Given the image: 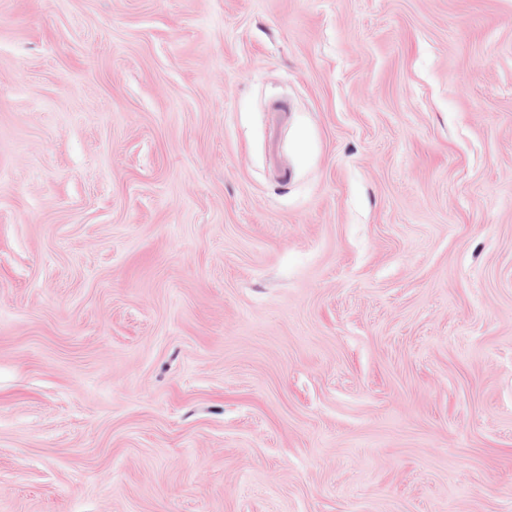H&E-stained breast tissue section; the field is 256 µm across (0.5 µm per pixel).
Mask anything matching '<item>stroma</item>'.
<instances>
[{"mask_svg": "<svg viewBox=\"0 0 512 512\" xmlns=\"http://www.w3.org/2000/svg\"><path fill=\"white\" fill-rule=\"evenodd\" d=\"M0 512H512V0H0Z\"/></svg>", "mask_w": 512, "mask_h": 512, "instance_id": "stroma-1", "label": "stroma"}]
</instances>
